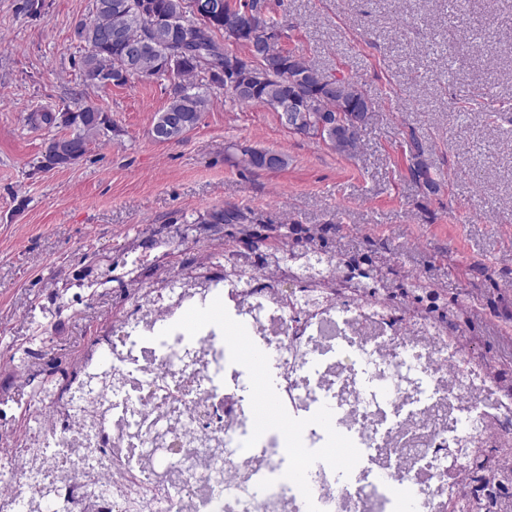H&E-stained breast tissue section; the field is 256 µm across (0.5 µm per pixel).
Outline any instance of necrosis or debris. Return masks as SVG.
Segmentation results:
<instances>
[{
  "label": "necrosis or debris",
  "mask_w": 512,
  "mask_h": 512,
  "mask_svg": "<svg viewBox=\"0 0 512 512\" xmlns=\"http://www.w3.org/2000/svg\"><path fill=\"white\" fill-rule=\"evenodd\" d=\"M286 283L213 269L130 290L28 410L33 447L0 450V512H400L402 485L414 512H488L456 480L458 449L511 443L512 396L471 339L364 295L301 309ZM224 316L266 351L289 437L255 434ZM340 439L357 461L336 456Z\"/></svg>",
  "instance_id": "obj_1"
}]
</instances>
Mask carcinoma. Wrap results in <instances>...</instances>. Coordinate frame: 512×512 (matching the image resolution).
<instances>
[{
    "label": "carcinoma",
    "mask_w": 512,
    "mask_h": 512,
    "mask_svg": "<svg viewBox=\"0 0 512 512\" xmlns=\"http://www.w3.org/2000/svg\"><path fill=\"white\" fill-rule=\"evenodd\" d=\"M193 0H93L92 17L78 25L76 35L87 47V52L73 62L97 87L125 86L134 78L167 82L171 86L169 102L154 124V129L165 124L167 117H181L186 127L195 128L209 105L208 89L217 85L224 95L240 103L258 102L267 105L286 123V111L281 104L295 94L293 77L305 74L308 88L304 93L302 118L313 119L316 112H361V123L375 107L373 99L361 105L362 92L356 83L345 79L323 76L303 57L284 48L273 34L264 32L258 37L264 41L261 62L263 68L252 70L253 36L226 27L229 16L245 12L266 14V0H207L211 15L208 21L199 20L193 10ZM144 40L150 48L136 61L132 69L125 68V52L129 45ZM241 45L240 56L225 49L224 42ZM60 117L46 112L43 122L52 125L58 121L70 130L65 142L67 154L57 152L52 142L42 155L39 168L50 170L65 167L88 151L89 145L112 130V121L98 108L75 102L64 106ZM310 136L326 144L337 154L351 157L359 149L360 132L349 136L336 132L312 131ZM255 147L240 149L239 163L246 169H263ZM408 172L412 180L424 189L434 192L437 179L432 175L426 159V148L416 137L408 141ZM208 229L218 232L221 225L232 226L234 236L253 239L261 235L260 225L245 211L230 208L215 211L202 220ZM231 258L224 261V277L249 284L254 273L262 269L288 268L290 276L309 283L326 293L335 287L328 278L329 270L339 266L346 272L354 291L374 298L383 307L402 301L427 321L444 323L451 331L474 328L480 317L475 297L447 302L438 285L418 275L406 274L391 265L388 253L368 259L364 271H359V257L330 251L324 243V229L309 228L305 243L297 249L283 239L259 252L237 249L227 251ZM199 263L190 260L181 269H165L156 283L167 286L169 279L200 278ZM15 374H24L30 380L43 379L46 389L66 375L69 365L49 356V351L23 350L12 358ZM497 484L498 497L493 500L499 509H512V446L493 448L487 455L485 467L480 470L481 487L489 480Z\"/></svg>",
    "instance_id": "1"
}]
</instances>
